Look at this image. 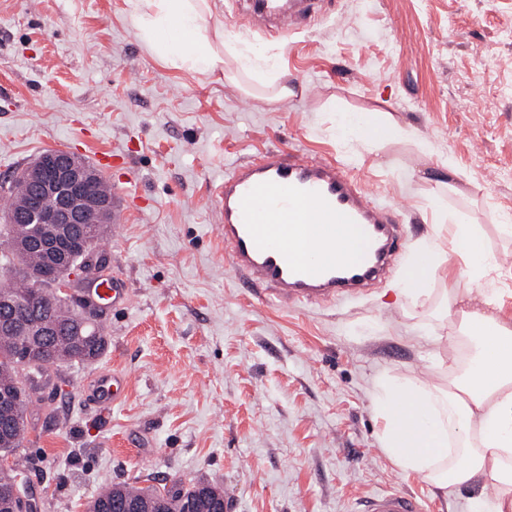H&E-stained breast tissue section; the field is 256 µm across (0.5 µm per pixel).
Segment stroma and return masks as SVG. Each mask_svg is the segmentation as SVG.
Segmentation results:
<instances>
[{"instance_id": "1", "label": "stroma", "mask_w": 512, "mask_h": 512, "mask_svg": "<svg viewBox=\"0 0 512 512\" xmlns=\"http://www.w3.org/2000/svg\"><path fill=\"white\" fill-rule=\"evenodd\" d=\"M211 0L230 35L224 71L172 68L137 36L126 0H0V183L43 151L86 162L109 152L121 221L98 248L128 285L90 319L109 338L64 365L27 412L13 457L38 512H86L105 485L231 483L236 512H353L386 487L424 512H469L401 472L381 444L380 378L444 384L460 340L442 316L448 287L494 295L512 319V0H327L294 32L264 34ZM291 93L276 99L281 74ZM486 87L474 99L472 84ZM344 112H376L414 138H344ZM427 150H420V143ZM295 145L341 163L373 198L400 205L399 263L455 221L497 258L486 276L401 297L399 275L352 301L286 309L238 285L216 232L224 174ZM128 374L101 408L102 371ZM130 379L117 371L100 372L90 382L92 395L102 407H110L121 400L127 391Z\"/></svg>"}]
</instances>
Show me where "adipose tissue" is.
<instances>
[{"label":"adipose tissue","mask_w":512,"mask_h":512,"mask_svg":"<svg viewBox=\"0 0 512 512\" xmlns=\"http://www.w3.org/2000/svg\"><path fill=\"white\" fill-rule=\"evenodd\" d=\"M138 36L167 65L214 74L224 69V34L203 24L210 0H128ZM342 128L354 140L380 143L405 133L377 113H346ZM465 262L461 276L479 280L493 257L469 224L454 227L451 249L430 242L414 250L401 281L403 293L419 296L451 255ZM464 303L455 289L445 293V314L472 337L468 367L449 374L444 385L379 381L376 410L384 421L382 444L406 473L421 475L441 489L493 486L494 496L478 495L471 512H512V321Z\"/></svg>","instance_id":"1"}]
</instances>
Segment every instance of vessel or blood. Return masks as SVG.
<instances>
[{"mask_svg": "<svg viewBox=\"0 0 512 512\" xmlns=\"http://www.w3.org/2000/svg\"><path fill=\"white\" fill-rule=\"evenodd\" d=\"M318 0H249L243 12L267 32L279 22H307ZM224 213V258L242 287L281 307L319 305L356 297L387 266L398 247L400 210L373 202L335 162L296 146L268 149L224 176L217 197ZM92 293L126 303L122 278L107 276ZM130 379L102 372L90 383L97 402L115 405ZM354 512H423L411 494L389 487L361 499Z\"/></svg>", "mask_w": 512, "mask_h": 512, "instance_id": "b4317fda", "label": "vessel or blood"}]
</instances>
